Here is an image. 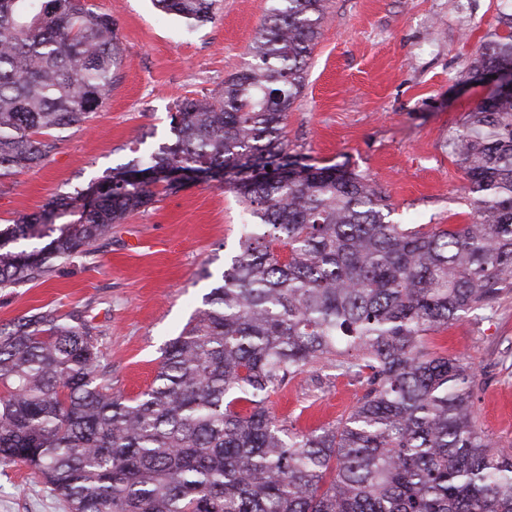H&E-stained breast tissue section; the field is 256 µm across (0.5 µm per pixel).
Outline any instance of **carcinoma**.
<instances>
[{"mask_svg": "<svg viewBox=\"0 0 512 512\" xmlns=\"http://www.w3.org/2000/svg\"><path fill=\"white\" fill-rule=\"evenodd\" d=\"M154 3L198 25L215 0ZM325 19L324 0H274L254 62L220 98L182 102L172 143L0 229L2 289L89 254L177 189L135 169L232 173L260 220L133 399L112 392L83 314L0 325V466H28L69 512H512V454L474 420L476 368L427 346L512 286V92L450 139L470 223L395 224L364 176L288 159L284 119ZM121 62L116 23L85 0H0V178L101 110ZM507 67L512 17L468 79ZM30 239L45 244L15 247ZM326 369L364 389L347 414L306 431L273 414L274 394L308 371L319 389Z\"/></svg>", "mask_w": 512, "mask_h": 512, "instance_id": "carcinoma-1", "label": "carcinoma"}]
</instances>
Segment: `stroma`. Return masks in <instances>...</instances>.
Masks as SVG:
<instances>
[{"instance_id": "35a3bbf8", "label": "stroma", "mask_w": 512, "mask_h": 512, "mask_svg": "<svg viewBox=\"0 0 512 512\" xmlns=\"http://www.w3.org/2000/svg\"><path fill=\"white\" fill-rule=\"evenodd\" d=\"M115 20L122 65L104 108L60 135L38 167L0 180V225L42 212L59 195L111 173L172 140L177 101L220 94L248 67L270 0H217L201 27L161 14L152 0H88ZM327 19L285 121L288 154L340 165L385 191L401 224H464L467 184L449 147L490 88L469 81L472 56L512 0H325ZM246 210L207 180L136 211L93 253L46 281L0 290V325L41 311H84L102 325L112 390L132 398L154 380L164 344L177 336L238 252ZM139 248H129L131 239ZM435 342L478 370V428L512 451V289ZM303 373L272 398L300 429L333 423L361 396L358 384ZM0 512H68L24 464L0 467Z\"/></svg>"}]
</instances>
